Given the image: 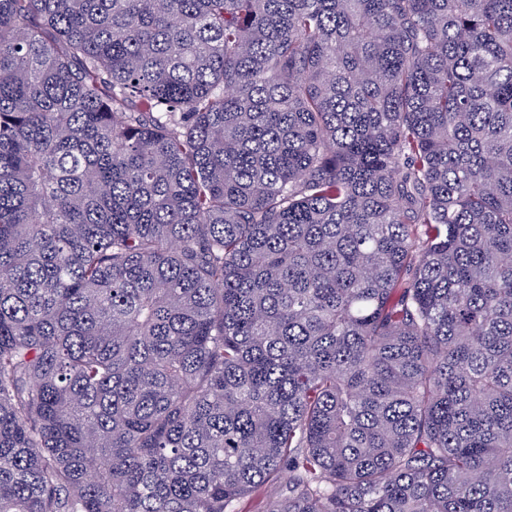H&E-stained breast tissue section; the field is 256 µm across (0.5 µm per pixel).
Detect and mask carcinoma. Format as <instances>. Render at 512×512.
I'll list each match as a JSON object with an SVG mask.
<instances>
[{
	"instance_id": "obj_1",
	"label": "carcinoma",
	"mask_w": 512,
	"mask_h": 512,
	"mask_svg": "<svg viewBox=\"0 0 512 512\" xmlns=\"http://www.w3.org/2000/svg\"><path fill=\"white\" fill-rule=\"evenodd\" d=\"M267 487L512 512V0H0V512Z\"/></svg>"
}]
</instances>
